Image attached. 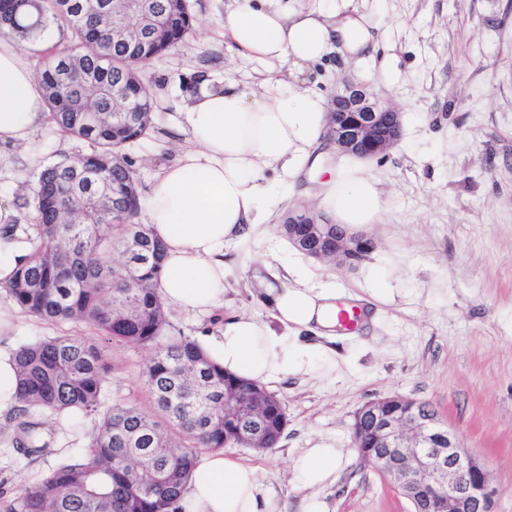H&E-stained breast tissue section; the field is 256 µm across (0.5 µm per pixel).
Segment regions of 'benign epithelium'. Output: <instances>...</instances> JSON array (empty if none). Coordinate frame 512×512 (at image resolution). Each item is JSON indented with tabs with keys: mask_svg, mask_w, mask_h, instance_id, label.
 Wrapping results in <instances>:
<instances>
[{
	"mask_svg": "<svg viewBox=\"0 0 512 512\" xmlns=\"http://www.w3.org/2000/svg\"><path fill=\"white\" fill-rule=\"evenodd\" d=\"M401 135V113L373 99L366 85L345 83L331 100L327 140L339 156L370 159L384 153ZM288 237L300 248L312 243L310 255L330 257L339 266H351L372 240L351 234L307 211H292L285 218ZM303 227L304 237L296 236ZM336 236L334 249L318 242ZM357 421L373 434L376 450H359L363 462L390 479L420 512H496L495 492L476 455L466 451L456 434L437 416L411 408L384 412L380 401L363 405Z\"/></svg>",
	"mask_w": 512,
	"mask_h": 512,
	"instance_id": "1",
	"label": "benign epithelium"
}]
</instances>
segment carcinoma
Segmentation results:
<instances>
[{
    "instance_id": "1",
    "label": "carcinoma",
    "mask_w": 512,
    "mask_h": 512,
    "mask_svg": "<svg viewBox=\"0 0 512 512\" xmlns=\"http://www.w3.org/2000/svg\"><path fill=\"white\" fill-rule=\"evenodd\" d=\"M0 0V36L38 44L56 25L65 46L47 51L37 78L50 120L94 150L43 169L34 189L38 244L6 291L36 318L85 320L105 339L154 345L143 369L154 401L103 408L111 367L100 351L72 336L22 344L16 414L17 451L45 454L36 430L43 412H98L89 449L26 486L4 512H181L197 464L195 449H221L240 423L261 430L263 452L277 447L288 417L281 401L256 382L210 361L198 343L165 335L160 296L162 245L140 213L136 174L121 147L146 135L153 97L140 69L193 29L188 0ZM146 17L152 35L135 27ZM121 261L105 262L112 250ZM236 394L224 407V393Z\"/></svg>"
}]
</instances>
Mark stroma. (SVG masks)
I'll list each match as a JSON object with an SVG mask.
<instances>
[{
	"mask_svg": "<svg viewBox=\"0 0 512 512\" xmlns=\"http://www.w3.org/2000/svg\"><path fill=\"white\" fill-rule=\"evenodd\" d=\"M196 19L186 41L142 71L155 98L152 129L124 154L147 192L163 164L181 148L174 132L183 98L201 81L256 87L277 68L238 49L224 28L228 0H189ZM375 24L370 58L358 63L331 51L311 65L305 80L331 98L341 80L364 83L371 94L404 115L400 141L367 162L384 191V210L366 226L373 249L355 267L304 258L317 281L335 285L354 302L370 284L387 291L383 302L364 301L355 333L302 338L328 351L309 372L268 382L282 402L288 426L265 454L237 445L226 457L255 466L272 483L281 512H305L318 495L327 512H413L390 481L361 462L352 439L355 412L389 396L426 402L455 429L465 449L482 460L496 490V512H512V0H352ZM86 142L44 124L26 157L0 165V198L11 201L18 223L36 224L33 190L48 165L88 152ZM317 184L304 167L274 210V226L230 249L224 308L187 314L166 308V331L197 339L224 320L247 313L269 318L256 278L277 283L282 257L293 247L276 227L288 212L319 213ZM74 336L96 345L112 367L106 404L132 403L153 412L142 378L152 348L105 340L88 323H52L18 313L13 345L47 336ZM83 414L67 432L43 417L41 456L17 454L0 439V501L44 478L90 441ZM344 449L333 483L298 488L290 460L320 443Z\"/></svg>",
	"mask_w": 512,
	"mask_h": 512,
	"instance_id": "stroma-1",
	"label": "stroma"
}]
</instances>
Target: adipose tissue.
<instances>
[{
	"label": "adipose tissue",
	"instance_id": "obj_1",
	"mask_svg": "<svg viewBox=\"0 0 512 512\" xmlns=\"http://www.w3.org/2000/svg\"><path fill=\"white\" fill-rule=\"evenodd\" d=\"M224 27L239 48L279 63L284 75L267 80L260 96L234 82L202 83L182 106L177 133L185 148L149 187L144 222L164 245L161 297L190 314L223 309L225 246L271 222L282 185L268 180L267 171L294 173L325 135L329 102L302 88L307 65L337 44L361 59L373 42L370 18L337 8L336 0H319L308 10L297 0H232ZM44 120L43 91L32 69L0 39V149L24 151ZM318 197L346 227L374 223L384 205L378 182L354 165L331 170ZM16 217L12 206L0 202V287L32 252L14 227ZM285 271L284 284L263 288L274 323L235 316L199 336L201 348L225 371L264 383L314 364L313 347L289 344L279 330L335 326L336 292L314 286L298 263L286 264ZM13 318V309L0 305V423L20 405L16 349L6 340ZM343 456V449L330 446L305 449L292 461V480L301 488L323 484ZM183 505L186 512H276L278 500L255 467L215 450L197 465Z\"/></svg>",
	"mask_w": 512,
	"mask_h": 512
}]
</instances>
